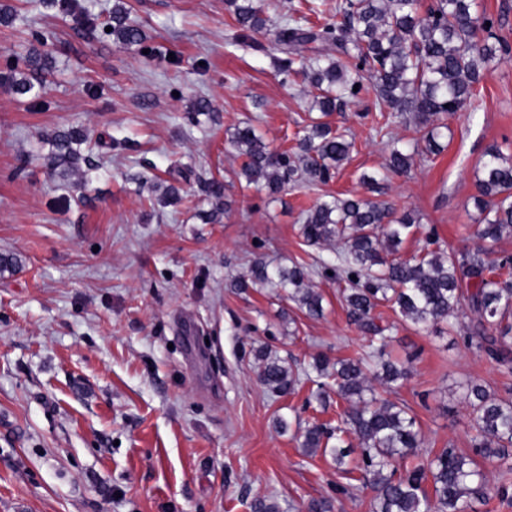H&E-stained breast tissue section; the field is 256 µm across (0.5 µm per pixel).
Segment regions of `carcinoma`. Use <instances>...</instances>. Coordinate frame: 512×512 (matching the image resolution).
Returning a JSON list of instances; mask_svg holds the SVG:
<instances>
[{"label":"carcinoma","mask_w":512,"mask_h":512,"mask_svg":"<svg viewBox=\"0 0 512 512\" xmlns=\"http://www.w3.org/2000/svg\"><path fill=\"white\" fill-rule=\"evenodd\" d=\"M227 3L245 30L242 42L269 27L261 0ZM336 15L339 19L319 32L282 20L275 31L285 54L278 59L280 70L303 77L314 90L312 107L324 116L342 111L363 90L371 93L376 105L372 130L387 138L386 170L397 176L410 171L414 157L428 159L443 150L439 139L448 120L474 99L491 63L509 53L489 33L491 18L478 14L476 0H431L426 7L422 0H342ZM480 29L488 31L482 41L476 40ZM112 35L123 46L143 42L142 30L129 22L123 7L112 10ZM326 40L336 43L348 60L320 52L306 58L299 51ZM54 68L52 55L31 49L27 72L13 81L16 93L39 95L44 74ZM407 114L412 115L414 136L404 149L389 127ZM302 132L297 151L278 152L252 124L235 127L231 143L244 157L240 175L247 184L275 193L287 185L312 189L330 181L349 159L353 142L326 122L307 125ZM86 141L79 125L59 129L47 139L46 159L54 175H81L88 182L97 165L83 152ZM478 171L474 204L482 215L477 235L483 245L473 251L449 252L432 234L425 254L403 258L399 247L415 224L409 214L396 216L386 200L327 194L304 214L301 235L307 245L325 247L331 256L288 268L258 259L247 276L231 282L233 288H273L312 317L322 316L323 297L310 286V276L330 278L340 287L348 316L368 335L371 351L334 364L324 355L314 358L311 371L332 380L336 396L348 407L334 428L309 424L302 448L311 454L323 450L338 467L359 449L362 469L376 492L373 512H467L475 499L486 503L512 496L505 484L490 486L484 470L453 448L421 457L423 438L415 416L406 406L377 396L372 384L377 380L389 386L408 375L386 353L393 327L377 324L372 316L382 302L392 303L417 330L467 308L477 322L476 333L465 337L467 344L512 372V258H490L493 246L512 235V153L490 145ZM224 190L219 180L206 185L213 222L224 211ZM256 357L262 361L260 381L271 394L295 393L300 379L294 365L263 351ZM465 400L473 415V455L511 469L512 400L493 397L477 384L467 389ZM347 436L354 441L345 440ZM411 457L418 463L408 468L404 462Z\"/></svg>","instance_id":"1"}]
</instances>
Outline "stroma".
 <instances>
[{
	"label": "stroma",
	"instance_id": "obj_1",
	"mask_svg": "<svg viewBox=\"0 0 512 512\" xmlns=\"http://www.w3.org/2000/svg\"><path fill=\"white\" fill-rule=\"evenodd\" d=\"M6 2L21 17L0 24V256L12 261L0 270V512H249L258 495L281 512H306L322 498L333 512H372L358 454L336 467L306 454L295 428L335 424L346 402L318 401L306 379L273 396L254 357L263 346L304 368L321 353H361L367 337L335 282H312L323 296L319 317L270 289L230 285L257 257L311 263L319 250L301 236L304 210L325 193L367 195L359 177L387 155L365 116L372 97L322 117L305 81L279 73L271 35L255 34L251 46L236 40L226 0H59L50 10ZM265 2L272 19L291 15L315 31L336 7ZM118 5L151 53L107 32ZM48 31L56 67L35 102L13 80ZM201 97L214 117L194 111ZM324 118L354 143L326 185L271 195L240 176L243 159L229 142L239 123L291 150L305 125ZM72 124L102 167L86 184L60 180L45 159V137ZM506 140L512 56L493 63L439 155L388 179L386 200L416 220L404 257L431 232L445 247H476L474 170ZM214 178L225 185L224 213L207 223L197 207ZM167 186L180 202L160 204ZM374 316L397 327L388 353L410 375L388 398L416 415L423 454L470 453L463 383L504 398L512 374L466 347L469 311L449 333L415 330L388 303Z\"/></svg>",
	"mask_w": 512,
	"mask_h": 512
}]
</instances>
